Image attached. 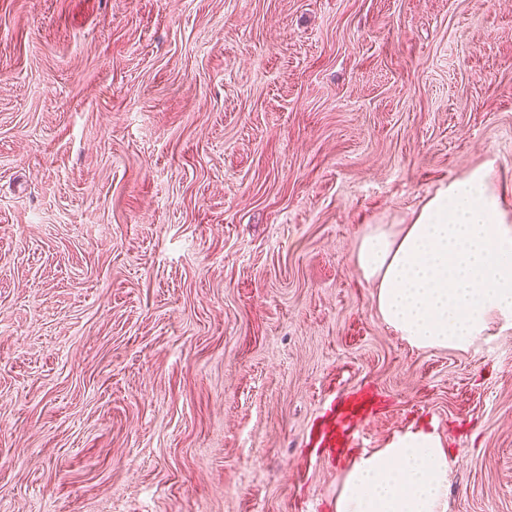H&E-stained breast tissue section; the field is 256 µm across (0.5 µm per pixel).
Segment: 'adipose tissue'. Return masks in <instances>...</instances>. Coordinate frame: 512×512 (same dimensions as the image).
Wrapping results in <instances>:
<instances>
[{
	"mask_svg": "<svg viewBox=\"0 0 512 512\" xmlns=\"http://www.w3.org/2000/svg\"><path fill=\"white\" fill-rule=\"evenodd\" d=\"M355 264L387 328L410 346L465 351L512 327V211L485 165L443 186L409 224H368ZM448 451L396 434L345 472L335 512H446Z\"/></svg>",
	"mask_w": 512,
	"mask_h": 512,
	"instance_id": "ef3b65f1",
	"label": "adipose tissue"
}]
</instances>
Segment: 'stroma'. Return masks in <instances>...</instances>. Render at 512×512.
<instances>
[{"instance_id": "1", "label": "stroma", "mask_w": 512, "mask_h": 512, "mask_svg": "<svg viewBox=\"0 0 512 512\" xmlns=\"http://www.w3.org/2000/svg\"><path fill=\"white\" fill-rule=\"evenodd\" d=\"M489 162L512 0H0V512H335L364 384L512 512V328L410 347L353 262ZM379 394L370 388H361L340 397L327 414L317 432L312 428L310 442L322 448L325 456L334 461L346 448H354V423L374 415Z\"/></svg>"}]
</instances>
